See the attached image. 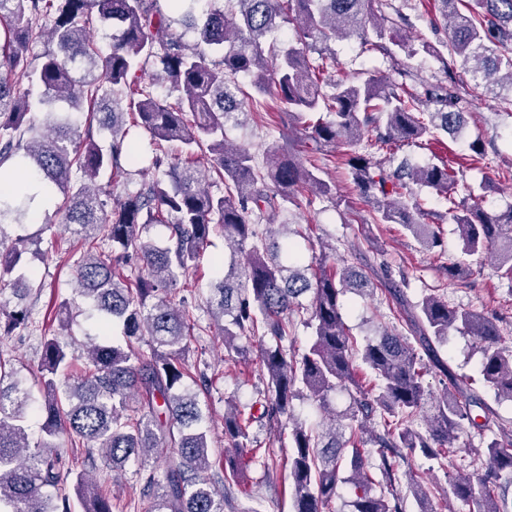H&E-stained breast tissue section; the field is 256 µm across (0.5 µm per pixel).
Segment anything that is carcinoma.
<instances>
[{
  "label": "carcinoma",
  "instance_id": "1",
  "mask_svg": "<svg viewBox=\"0 0 512 512\" xmlns=\"http://www.w3.org/2000/svg\"><path fill=\"white\" fill-rule=\"evenodd\" d=\"M435 2L433 26L448 31L447 53L428 42L422 48L441 63L443 77L419 92L379 72L358 81L328 75L324 46L339 37L356 38L363 54L387 51L382 0H0V167L24 174L0 192V282H8L16 299L7 309L10 300L0 289L4 333L31 324L23 304L36 288L22 266L28 238L7 227L34 221L33 186L63 196L59 224L80 243L69 257L75 294L98 323V333L77 349L43 338L37 400L13 358L0 352V512L76 506L112 512L77 448L86 456L98 452L114 472L136 465L148 512L233 508L230 484L257 453L267 474L277 471V442L289 448L292 512H338L336 499L347 484L348 512H404L396 460L419 452L441 462L472 452L462 440L464 425L484 431L494 411L452 372L438 347L452 330L473 337L483 353L484 386L496 399L512 401V344L498 318L450 307L435 293L412 303L406 278L397 281L369 262L364 270L339 268L326 246L303 260L288 225L264 220L303 193L309 205L332 194L320 167L272 145L261 170L256 154L224 137L246 115L239 79H247L288 106V127L301 130L311 150L341 149L342 165L377 223L402 225L429 251L442 248L440 225L454 224L464 255L492 260L497 276L512 286V205L487 211L468 203L462 168L485 160L480 139L457 167L405 160L387 173L376 159L379 151L459 132L469 95L480 89L512 106V0ZM45 19L52 21L47 32ZM96 21L112 26L106 54L92 39ZM282 22L294 25L295 39L277 47L267 35ZM38 42L46 48L35 56ZM447 54L460 58L461 70L448 67ZM148 71L151 82L143 86ZM33 86L40 89L38 112L29 104ZM131 128L147 132L158 150L149 164L154 175L135 191H117L143 161ZM211 172L224 185L218 193L205 187ZM105 173L106 188L95 186ZM411 183L447 196L448 209L430 224L420 222V200L404 193ZM154 224L169 231L161 244L144 238ZM214 236L224 238L229 259L216 263L208 301L213 325L224 348L243 358L248 350L237 340L261 338L266 373L257 411L224 413L218 471L211 446L216 423L192 387L210 388L214 378L183 357L205 328L173 298L178 278L197 270ZM128 261L138 266L133 280L117 271ZM380 286L412 337L385 326L361 344L344 321L342 298ZM297 319L310 330L303 350L296 348ZM114 328L121 339L110 338ZM78 360L85 368L75 377ZM358 360L371 369L374 384L358 377ZM432 368L448 380L438 395L424 385ZM304 392L325 416L322 424L294 417L293 399ZM34 414L36 438L28 429ZM417 417L424 428L412 427ZM284 419L291 422L286 433ZM255 422L274 432L264 447L250 435ZM160 453L163 468L147 466ZM374 457L381 480L372 474ZM478 460L479 485L450 477L444 502L472 512H512L502 483L512 477V434L491 439ZM406 479L420 512H442L417 476Z\"/></svg>",
  "mask_w": 512,
  "mask_h": 512
}]
</instances>
